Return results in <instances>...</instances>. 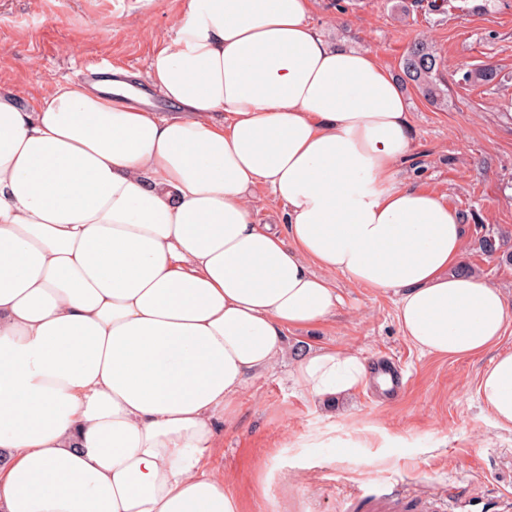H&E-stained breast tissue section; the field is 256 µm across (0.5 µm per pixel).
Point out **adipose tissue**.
Instances as JSON below:
<instances>
[{"instance_id": "1", "label": "adipose tissue", "mask_w": 512, "mask_h": 512, "mask_svg": "<svg viewBox=\"0 0 512 512\" xmlns=\"http://www.w3.org/2000/svg\"><path fill=\"white\" fill-rule=\"evenodd\" d=\"M312 0H187L149 60L178 113L56 85L0 91V512H243L207 461L247 379L323 325L336 275L395 291L421 352L491 353L476 394L512 432L503 291L460 273L454 208L410 187L406 97ZM270 191L285 227L255 223ZM309 395L366 360L298 359Z\"/></svg>"}]
</instances>
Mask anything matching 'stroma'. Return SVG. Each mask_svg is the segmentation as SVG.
I'll return each instance as SVG.
<instances>
[{
  "instance_id": "obj_1",
  "label": "stroma",
  "mask_w": 512,
  "mask_h": 512,
  "mask_svg": "<svg viewBox=\"0 0 512 512\" xmlns=\"http://www.w3.org/2000/svg\"><path fill=\"white\" fill-rule=\"evenodd\" d=\"M183 0H0V87L19 99L72 84L84 64L109 61L147 80L156 41ZM311 21L328 41L372 49L391 75L408 44L425 39L440 58L448 101L435 105L404 86L412 158L401 180L431 192L465 226L464 261L475 277L512 298V0H314ZM490 67L486 85L467 71ZM495 252H485V240ZM343 298L330 323L287 334L286 355L250 377L230 421L218 425L211 467L247 512H356L391 489L449 512L458 490L482 512L512 496V433L494 429L475 385L489 356L421 353L400 333L395 296L337 277ZM339 348L382 361L409 378L404 394L372 387L334 405L289 379L307 350Z\"/></svg>"
}]
</instances>
